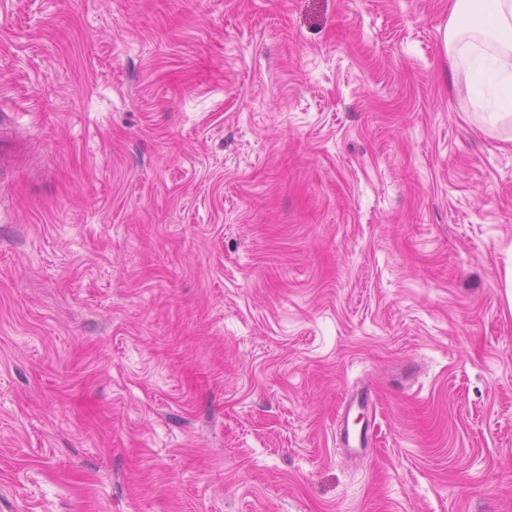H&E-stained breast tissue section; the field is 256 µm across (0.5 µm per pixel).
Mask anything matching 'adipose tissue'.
Here are the masks:
<instances>
[{"instance_id":"obj_1","label":"adipose tissue","mask_w":512,"mask_h":512,"mask_svg":"<svg viewBox=\"0 0 512 512\" xmlns=\"http://www.w3.org/2000/svg\"><path fill=\"white\" fill-rule=\"evenodd\" d=\"M470 0H453L443 34L454 69L467 77L482 122L512 121V0H488L484 19L464 27L456 21Z\"/></svg>"}]
</instances>
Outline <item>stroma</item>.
I'll use <instances>...</instances> for the list:
<instances>
[{"label": "stroma", "mask_w": 512, "mask_h": 512, "mask_svg": "<svg viewBox=\"0 0 512 512\" xmlns=\"http://www.w3.org/2000/svg\"><path fill=\"white\" fill-rule=\"evenodd\" d=\"M449 12L0 0V512H512V127ZM371 401L370 392L365 388L351 391L342 402L338 419L344 422L340 426L339 443L343 448L351 450L354 454L363 453L370 446L371 438L367 431L360 433L350 432L348 428V415L356 407H367ZM350 451V453H352Z\"/></svg>", "instance_id": "35a3bbf8"}]
</instances>
